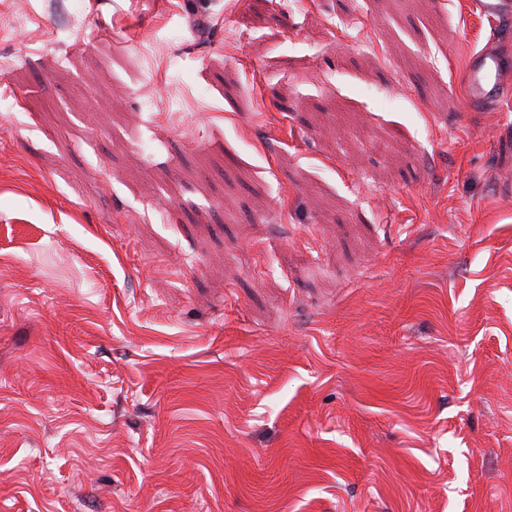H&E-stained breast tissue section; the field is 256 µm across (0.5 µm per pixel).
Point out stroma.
I'll return each instance as SVG.
<instances>
[{"label":"stroma","instance_id":"1","mask_svg":"<svg viewBox=\"0 0 512 512\" xmlns=\"http://www.w3.org/2000/svg\"><path fill=\"white\" fill-rule=\"evenodd\" d=\"M1 25L0 512H512V99L465 109L475 0Z\"/></svg>","mask_w":512,"mask_h":512}]
</instances>
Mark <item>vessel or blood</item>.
I'll use <instances>...</instances> for the list:
<instances>
[{"instance_id": "b4317fda", "label": "vessel or blood", "mask_w": 512, "mask_h": 512, "mask_svg": "<svg viewBox=\"0 0 512 512\" xmlns=\"http://www.w3.org/2000/svg\"><path fill=\"white\" fill-rule=\"evenodd\" d=\"M466 107L480 111L512 96V54L497 43L471 53L464 75Z\"/></svg>"}]
</instances>
